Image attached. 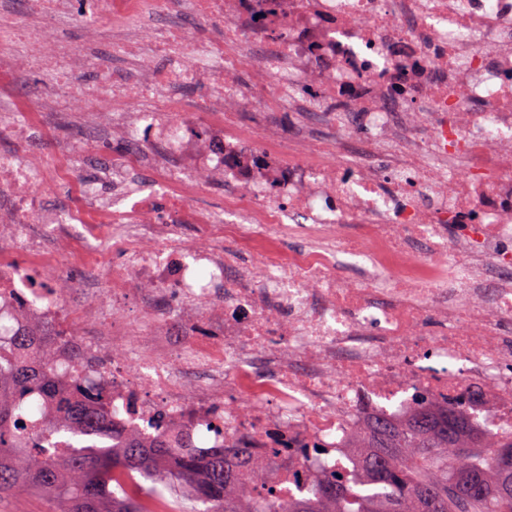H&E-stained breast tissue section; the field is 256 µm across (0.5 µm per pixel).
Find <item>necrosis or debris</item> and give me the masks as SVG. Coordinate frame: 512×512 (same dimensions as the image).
Here are the masks:
<instances>
[{"label":"necrosis or debris","instance_id":"obj_1","mask_svg":"<svg viewBox=\"0 0 512 512\" xmlns=\"http://www.w3.org/2000/svg\"><path fill=\"white\" fill-rule=\"evenodd\" d=\"M0 7V83L26 49L55 88L85 61L57 36L77 16L135 56L92 95H13L0 132V344L54 329L78 374L127 429L192 431L199 455L251 449L263 487L308 494L329 473L357 480L359 434L406 423L426 401L476 430L512 433V0H27ZM171 64L161 69L157 56ZM255 65L274 88L230 81ZM204 85L180 122L184 87ZM324 113L318 140L277 127L227 137L240 113ZM52 120L126 146L100 168L146 169L158 194L104 197L78 153L40 150ZM224 206L195 205L211 173ZM64 190L50 208L43 186ZM302 240L279 257L276 244ZM233 241L234 250L224 248ZM110 242L120 273L97 262ZM264 252L263 271L239 254ZM80 255L63 283L58 259ZM44 261L29 274L20 256ZM98 317L74 331L70 297Z\"/></svg>","mask_w":512,"mask_h":512}]
</instances>
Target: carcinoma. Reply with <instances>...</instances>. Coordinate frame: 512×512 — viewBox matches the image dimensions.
I'll use <instances>...</instances> for the list:
<instances>
[{"instance_id":"1","label":"carcinoma","mask_w":512,"mask_h":512,"mask_svg":"<svg viewBox=\"0 0 512 512\" xmlns=\"http://www.w3.org/2000/svg\"><path fill=\"white\" fill-rule=\"evenodd\" d=\"M10 344L33 350L34 361L0 365V495L28 490L51 512H153V498L169 493L175 512H512V435L489 438L450 405L424 403L402 427L374 422L365 433L360 481L340 472L309 495L255 498L240 468L259 466L247 448H220L201 457L194 435L177 442L158 433L142 438L116 428L112 409L63 394L55 367L44 360L61 349L52 334L19 331ZM54 397L61 423L44 430L31 407ZM478 484L476 494L469 486ZM189 500L204 508L192 510Z\"/></svg>"}]
</instances>
